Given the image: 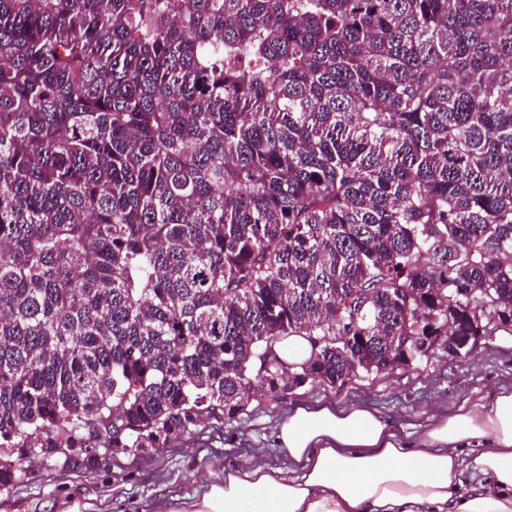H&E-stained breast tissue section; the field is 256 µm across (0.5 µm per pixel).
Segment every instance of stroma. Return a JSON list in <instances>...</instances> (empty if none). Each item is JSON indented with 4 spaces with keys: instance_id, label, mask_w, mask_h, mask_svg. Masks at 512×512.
Wrapping results in <instances>:
<instances>
[{
    "instance_id": "stroma-1",
    "label": "stroma",
    "mask_w": 512,
    "mask_h": 512,
    "mask_svg": "<svg viewBox=\"0 0 512 512\" xmlns=\"http://www.w3.org/2000/svg\"><path fill=\"white\" fill-rule=\"evenodd\" d=\"M503 388H512V336L496 335L458 361L436 352L340 388L313 384L282 398L261 391L236 420L199 428L141 458H116L87 473L40 461L23 483L0 491V512H167L168 504L201 496L223 478L225 467L248 458L292 469L274 432L296 408L358 404L378 412L399 432L414 435L459 408L490 403Z\"/></svg>"
}]
</instances>
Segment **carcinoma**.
Segmentation results:
<instances>
[{
	"mask_svg": "<svg viewBox=\"0 0 512 512\" xmlns=\"http://www.w3.org/2000/svg\"><path fill=\"white\" fill-rule=\"evenodd\" d=\"M511 315L512 0H0L1 491ZM279 355L288 361H301L310 356L311 348L303 336H291L277 345Z\"/></svg>",
	"mask_w": 512,
	"mask_h": 512,
	"instance_id": "obj_1",
	"label": "carcinoma"
}]
</instances>
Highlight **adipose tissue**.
Masks as SVG:
<instances>
[{"label": "adipose tissue", "mask_w": 512, "mask_h": 512, "mask_svg": "<svg viewBox=\"0 0 512 512\" xmlns=\"http://www.w3.org/2000/svg\"><path fill=\"white\" fill-rule=\"evenodd\" d=\"M275 438L293 474L251 459L176 512H512V389L415 438L367 409L331 405L296 409ZM467 470L479 481L465 492Z\"/></svg>", "instance_id": "ef3b65f1"}]
</instances>
